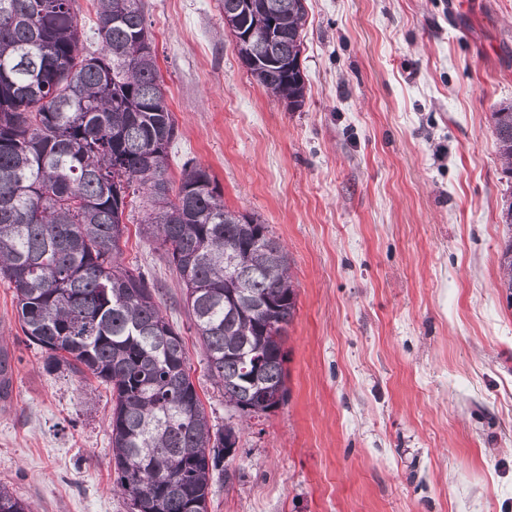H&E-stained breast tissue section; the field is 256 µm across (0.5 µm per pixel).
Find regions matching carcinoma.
<instances>
[{"label":"carcinoma","instance_id":"cac0c4a2","mask_svg":"<svg viewBox=\"0 0 512 512\" xmlns=\"http://www.w3.org/2000/svg\"><path fill=\"white\" fill-rule=\"evenodd\" d=\"M102 47L87 51L74 0H0V276L15 290L29 342L112 388L116 484L131 512H208L213 472L238 430L212 431L182 336L155 289L119 263L126 209L147 210L181 282L184 306L224 403L241 417L288 398L286 328L296 313L288 254L268 226L231 211L215 178L167 177L179 128L166 100L143 0H94ZM221 0L224 25L261 23L239 58L272 96L302 107L305 0H259L260 16ZM512 175V104L492 112ZM512 297V237L500 256ZM280 335H264L267 322ZM0 512H32L0 486Z\"/></svg>","mask_w":512,"mask_h":512}]
</instances>
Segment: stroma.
<instances>
[{"mask_svg":"<svg viewBox=\"0 0 512 512\" xmlns=\"http://www.w3.org/2000/svg\"><path fill=\"white\" fill-rule=\"evenodd\" d=\"M306 92L267 94L220 0H144L179 137L284 245L296 286L287 403L242 422L207 370L158 243L126 212L121 263L159 289L211 425L240 433L208 512H512V201L492 112L512 103V0H306ZM0 485L33 512H130L112 393L43 367L0 278Z\"/></svg>","mask_w":512,"mask_h":512,"instance_id":"obj_1","label":"stroma"}]
</instances>
